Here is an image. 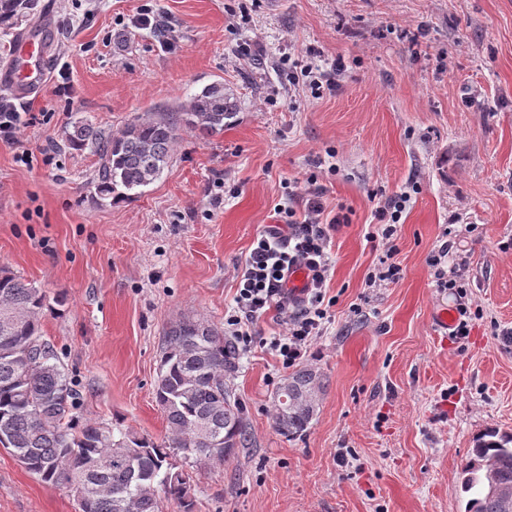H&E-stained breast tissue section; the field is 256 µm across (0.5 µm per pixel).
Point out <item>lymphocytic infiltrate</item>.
<instances>
[{"instance_id": "lymphocytic-infiltrate-1", "label": "lymphocytic infiltrate", "mask_w": 512, "mask_h": 512, "mask_svg": "<svg viewBox=\"0 0 512 512\" xmlns=\"http://www.w3.org/2000/svg\"><path fill=\"white\" fill-rule=\"evenodd\" d=\"M323 189L315 177H308L304 207L295 210L276 207L279 223L267 226L251 245L237 275L235 306L224 319L226 334L238 350H251L257 342L256 325L269 310H277L283 332L268 343L282 367H293L311 354L314 336L330 317L333 298L325 283L331 269L330 244L335 232L347 224L346 213H327L322 203ZM409 192L379 203L374 210L375 230L368 241H381L386 252L379 259L381 271L370 276L371 284L395 281L399 273L394 263L398 224ZM306 271L308 285L303 298L290 297L286 283L290 272Z\"/></svg>"}]
</instances>
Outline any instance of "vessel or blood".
<instances>
[{
	"label": "vessel or blood",
	"mask_w": 512,
	"mask_h": 512,
	"mask_svg": "<svg viewBox=\"0 0 512 512\" xmlns=\"http://www.w3.org/2000/svg\"><path fill=\"white\" fill-rule=\"evenodd\" d=\"M50 44L45 27L29 25L18 31L13 54L0 64V90L24 99L39 93L46 83L42 60Z\"/></svg>",
	"instance_id": "obj_1"
}]
</instances>
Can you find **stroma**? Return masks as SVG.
<instances>
[{"label":"stroma","mask_w":512,"mask_h":512,"mask_svg":"<svg viewBox=\"0 0 512 512\" xmlns=\"http://www.w3.org/2000/svg\"><path fill=\"white\" fill-rule=\"evenodd\" d=\"M0 22V62L18 30L55 25L34 113L0 143V267L42 288L39 334L82 395L83 419L162 441L154 397L165 330L190 317L223 327L235 274L294 182L317 174L336 233V304L308 367L318 414L289 438L273 422L286 372L268 351L230 378L252 445L195 468V512H465L461 467L476 437L512 431V0H37ZM158 13L168 32L136 27ZM315 52L336 90L313 98L289 59ZM72 91L57 94L61 77ZM223 81L237 109L223 133L186 131L161 177L131 199L101 195L95 146L134 115L187 103ZM473 105H466V97ZM336 172L318 173L326 151ZM27 162H20V155ZM418 191L395 241L397 282L365 284L366 236L384 195ZM452 230L467 294L438 288L428 257ZM479 316L437 335L435 310ZM0 512H77L0 447Z\"/></svg>","instance_id":"obj_1"}]
</instances>
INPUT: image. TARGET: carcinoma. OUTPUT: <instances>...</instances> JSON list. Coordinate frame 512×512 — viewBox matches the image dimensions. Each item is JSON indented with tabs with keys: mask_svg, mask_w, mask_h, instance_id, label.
<instances>
[{
	"mask_svg": "<svg viewBox=\"0 0 512 512\" xmlns=\"http://www.w3.org/2000/svg\"><path fill=\"white\" fill-rule=\"evenodd\" d=\"M235 115L234 98L224 83L213 82L186 106L135 115L108 137L77 123L68 145L95 144L102 157L98 191L129 199L168 167L182 129L214 136ZM45 300L42 289L0 267V446L46 487L68 490L78 512H162L164 499L193 512L191 471L170 459L180 455L195 467L222 463L250 438L243 405L224 382L239 357L234 342L200 319L182 318L167 328L154 396L170 433L155 442L75 415L80 391L38 335ZM318 389L320 375L311 368L283 379L274 393L277 431L294 437L308 430ZM488 461L497 465L499 484L512 490L511 432L491 429L476 438L462 468L464 491L476 490L465 512H506L484 482Z\"/></svg>",
	"mask_w": 512,
	"mask_h": 512,
	"instance_id": "obj_1",
	"label": "carcinoma"
}]
</instances>
